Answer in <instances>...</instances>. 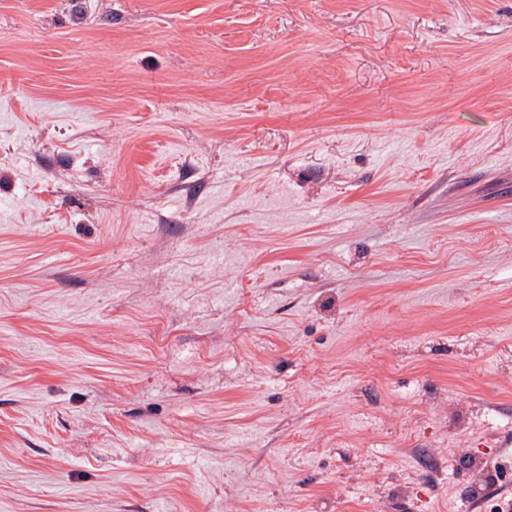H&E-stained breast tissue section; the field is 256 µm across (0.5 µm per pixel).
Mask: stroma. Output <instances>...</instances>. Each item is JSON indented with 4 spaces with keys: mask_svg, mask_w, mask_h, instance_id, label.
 <instances>
[{
    "mask_svg": "<svg viewBox=\"0 0 512 512\" xmlns=\"http://www.w3.org/2000/svg\"><path fill=\"white\" fill-rule=\"evenodd\" d=\"M512 503V0H0V512Z\"/></svg>",
    "mask_w": 512,
    "mask_h": 512,
    "instance_id": "obj_1",
    "label": "stroma"
}]
</instances>
